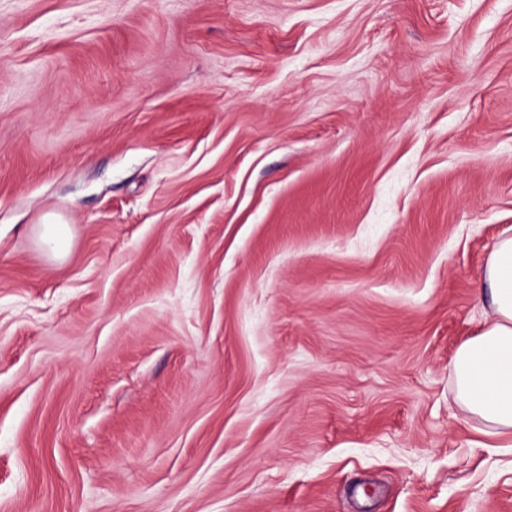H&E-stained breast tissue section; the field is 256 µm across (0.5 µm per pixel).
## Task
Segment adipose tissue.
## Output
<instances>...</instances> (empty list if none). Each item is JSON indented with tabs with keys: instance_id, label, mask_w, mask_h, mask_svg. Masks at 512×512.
<instances>
[{
	"instance_id": "1",
	"label": "adipose tissue",
	"mask_w": 512,
	"mask_h": 512,
	"mask_svg": "<svg viewBox=\"0 0 512 512\" xmlns=\"http://www.w3.org/2000/svg\"><path fill=\"white\" fill-rule=\"evenodd\" d=\"M489 311L482 332L451 362L456 401L487 436L512 440V237L496 242L483 273Z\"/></svg>"
}]
</instances>
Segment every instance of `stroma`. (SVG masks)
Wrapping results in <instances>:
<instances>
[{"label": "stroma", "mask_w": 512, "mask_h": 512, "mask_svg": "<svg viewBox=\"0 0 512 512\" xmlns=\"http://www.w3.org/2000/svg\"><path fill=\"white\" fill-rule=\"evenodd\" d=\"M506 235L512 0H0V512H512ZM40 236L55 255H60L68 247L70 229L59 217L48 215L44 218ZM489 311L482 332L464 342L451 362L455 400L492 438L512 447V237L496 242L483 273Z\"/></svg>", "instance_id": "obj_1"}]
</instances>
